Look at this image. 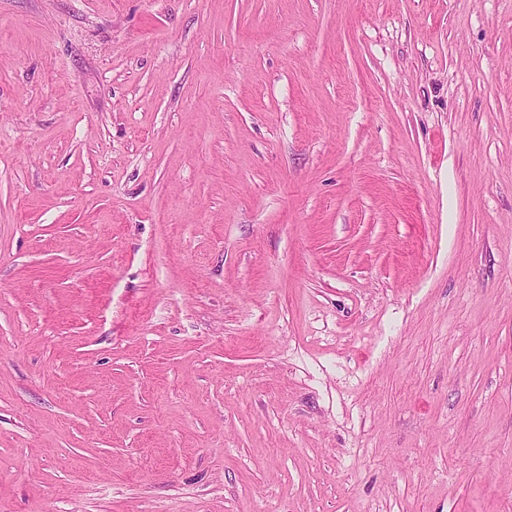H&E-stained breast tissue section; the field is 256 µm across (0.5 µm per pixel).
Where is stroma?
Listing matches in <instances>:
<instances>
[{
  "label": "stroma",
  "mask_w": 512,
  "mask_h": 512,
  "mask_svg": "<svg viewBox=\"0 0 512 512\" xmlns=\"http://www.w3.org/2000/svg\"><path fill=\"white\" fill-rule=\"evenodd\" d=\"M0 512H512V0H0Z\"/></svg>",
  "instance_id": "35a3bbf8"
}]
</instances>
